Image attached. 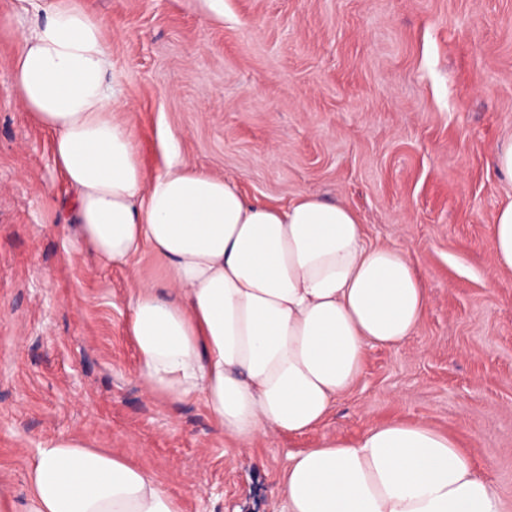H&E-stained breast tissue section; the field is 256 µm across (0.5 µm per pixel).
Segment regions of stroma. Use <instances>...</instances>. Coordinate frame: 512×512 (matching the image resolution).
Wrapping results in <instances>:
<instances>
[{
    "mask_svg": "<svg viewBox=\"0 0 512 512\" xmlns=\"http://www.w3.org/2000/svg\"><path fill=\"white\" fill-rule=\"evenodd\" d=\"M80 2L107 22L147 175L174 145L247 198L346 204L416 259L429 307L304 435L241 451L201 402L151 394L126 322L167 263L75 253L51 135L12 81L34 17L0 0V500L24 499L29 457L70 435L155 473L185 512H276L289 455L400 419L456 437L512 512V271L490 237L512 200L493 163L512 139V0Z\"/></svg>",
    "mask_w": 512,
    "mask_h": 512,
    "instance_id": "35a3bbf8",
    "label": "stroma"
}]
</instances>
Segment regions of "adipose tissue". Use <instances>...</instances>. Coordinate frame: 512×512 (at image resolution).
<instances>
[{
	"instance_id": "ef3b65f1",
	"label": "adipose tissue",
	"mask_w": 512,
	"mask_h": 512,
	"mask_svg": "<svg viewBox=\"0 0 512 512\" xmlns=\"http://www.w3.org/2000/svg\"><path fill=\"white\" fill-rule=\"evenodd\" d=\"M25 2L39 19L12 60L14 86L53 135L76 241L106 267L146 246L169 264L167 292L144 284L131 299L138 377L152 394L201 400L239 449L321 427L361 377L367 348L400 346L418 329L429 296L410 253L368 243L342 203L250 200L176 156L147 175L120 117L104 20L79 0ZM27 475L10 512H184L154 473L79 437L38 449ZM279 512H502V503L453 437L395 420L290 456Z\"/></svg>"
}]
</instances>
